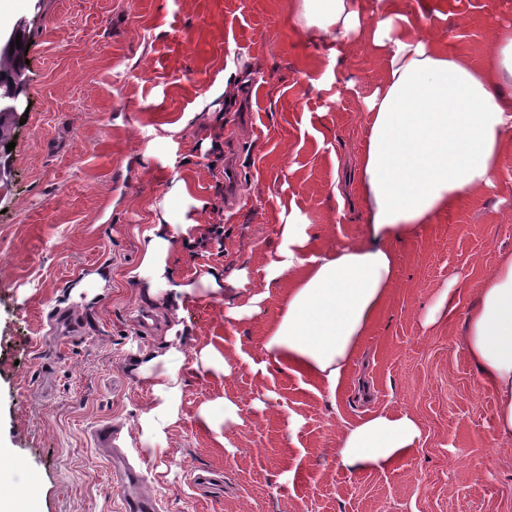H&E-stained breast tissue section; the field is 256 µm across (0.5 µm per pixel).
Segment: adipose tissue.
Segmentation results:
<instances>
[{"instance_id":"ef3b65f1","label":"adipose tissue","mask_w":512,"mask_h":512,"mask_svg":"<svg viewBox=\"0 0 512 512\" xmlns=\"http://www.w3.org/2000/svg\"><path fill=\"white\" fill-rule=\"evenodd\" d=\"M396 0H296L298 24L332 44L333 56L370 42L384 56V78L365 98L368 132L356 174L368 238L312 254L300 212L279 225V245L259 280L237 271L246 294L224 316L258 314L271 288H290L265 336L264 367L285 370L336 393L376 314L396 288L393 245L442 211L492 187L512 144V25L487 37L480 60L449 53L430 23L400 14ZM188 225L161 215L142 241L141 271L151 296H162L166 256ZM459 345L481 387L497 398L495 441L512 445V255L475 288ZM422 428L410 413L375 412L342 427L337 467L364 472L412 455Z\"/></svg>"}]
</instances>
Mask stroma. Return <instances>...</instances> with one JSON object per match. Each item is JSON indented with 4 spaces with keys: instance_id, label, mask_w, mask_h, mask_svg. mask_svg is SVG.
I'll return each mask as SVG.
<instances>
[{
    "instance_id": "1",
    "label": "stroma",
    "mask_w": 512,
    "mask_h": 512,
    "mask_svg": "<svg viewBox=\"0 0 512 512\" xmlns=\"http://www.w3.org/2000/svg\"><path fill=\"white\" fill-rule=\"evenodd\" d=\"M293 0H9L0 33L25 20L31 43L25 124L0 179V497L17 512H125L96 432L111 426L148 477L160 512H512V446L494 443L496 397L458 344L475 282L512 253V147L493 188L440 212L395 246L399 285L369 328L336 394L289 373L201 352L240 345L262 361L287 284L252 319L224 317L229 274L260 277L278 226L300 210L319 250L361 240L364 217L335 181L364 147V99L383 56L364 43L343 59L295 22ZM435 14L450 50L479 56L488 31L512 23V0H402ZM227 76L229 91L217 84ZM221 133L239 164L242 199L224 202ZM184 182L186 197L171 196ZM177 224H224L221 253L176 245L171 283L195 288L182 311L148 301L141 237L163 211ZM219 291L205 289L210 277ZM455 314L422 324L450 280ZM156 327L135 329L138 311ZM181 341L182 383L162 411L136 368ZM243 404L224 421V402ZM209 408L215 420L200 416ZM420 421L416 452L385 471L337 468L344 424L370 410ZM155 413L158 431L141 419ZM195 471L222 473L201 491Z\"/></svg>"
}]
</instances>
